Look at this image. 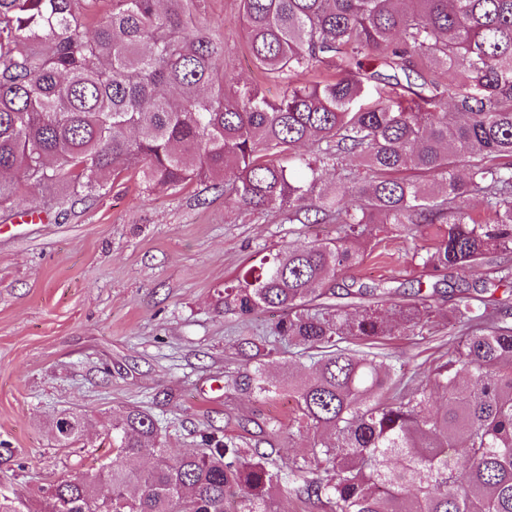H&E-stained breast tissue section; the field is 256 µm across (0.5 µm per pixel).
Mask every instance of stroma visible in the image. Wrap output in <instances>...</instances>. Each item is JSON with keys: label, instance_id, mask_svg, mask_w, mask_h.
<instances>
[{"label": "stroma", "instance_id": "obj_1", "mask_svg": "<svg viewBox=\"0 0 512 512\" xmlns=\"http://www.w3.org/2000/svg\"><path fill=\"white\" fill-rule=\"evenodd\" d=\"M201 19L223 40L240 91L282 97L283 86L253 64L239 0H203ZM38 195L22 188L0 210V486L35 503L41 486L97 467L112 456L108 424L130 407L157 419L173 455L198 450L202 433L214 430L277 459L310 454L311 440L268 433V421L289 424L294 399L283 392L263 400L243 385L258 367L276 382L299 370L300 353L284 342L251 357V341L273 340L280 311L240 317L225 310L224 286L264 256L335 236V224L250 211L208 183L148 196L129 173L100 197L42 208L34 221ZM373 235L370 254L337 276L330 304H371L358 291L377 286L406 301L419 287L444 310L457 287L512 268V251H498L471 272L430 273L397 228ZM464 334L443 314L421 335L368 349L392 354L396 374L410 376L445 360ZM64 411L86 416L80 441L68 447L53 427Z\"/></svg>", "mask_w": 512, "mask_h": 512}]
</instances>
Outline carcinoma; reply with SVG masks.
<instances>
[{
	"label": "carcinoma",
	"mask_w": 512,
	"mask_h": 512,
	"mask_svg": "<svg viewBox=\"0 0 512 512\" xmlns=\"http://www.w3.org/2000/svg\"><path fill=\"white\" fill-rule=\"evenodd\" d=\"M98 2L0 0V210L23 186L57 190L38 207L63 205L134 172L148 194L220 180L247 209L339 228L224 287L225 307L279 309L275 335L320 352L286 382L309 458L279 463L212 433L173 456L157 420L130 408L112 419V459L43 488L44 512H281L290 479L331 512H512V324L485 296L492 285L512 297V270L456 295L448 316L471 334L401 388L386 358L346 343L415 333L434 295L309 311L361 263L373 224L413 239L437 227L414 252L428 272L512 250V0H240L258 70L288 88L276 101L236 90L224 42L199 22L203 0H110L90 28ZM369 56L420 89L357 106L381 77ZM329 58L333 80L298 84ZM350 154L365 175L322 184ZM474 195L491 218L473 217ZM244 385L282 389L260 368ZM66 417L55 432L71 445L84 419ZM0 512L29 507L0 492Z\"/></svg>",
	"instance_id": "obj_1"
}]
</instances>
